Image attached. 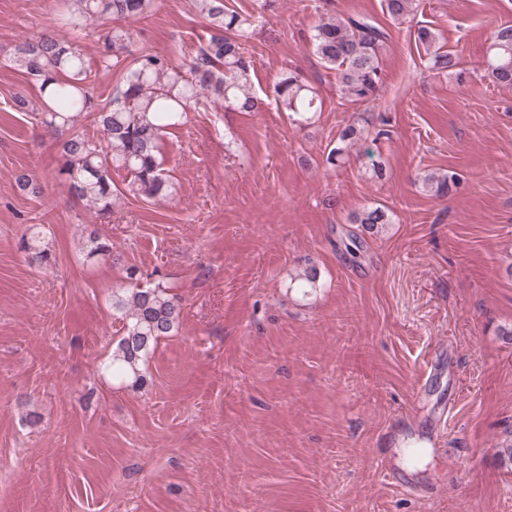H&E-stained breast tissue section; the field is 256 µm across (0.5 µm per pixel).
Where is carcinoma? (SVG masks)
I'll use <instances>...</instances> for the list:
<instances>
[{"label": "carcinoma", "instance_id": "cac0c4a2", "mask_svg": "<svg viewBox=\"0 0 512 512\" xmlns=\"http://www.w3.org/2000/svg\"><path fill=\"white\" fill-rule=\"evenodd\" d=\"M70 9L68 25L80 22L112 23L104 35L98 66L104 71H121V82L112 98L99 101L91 87V71L81 50L54 30H43L14 49L13 62L39 83L43 96L41 124L62 138V163L58 174L69 181L73 195L97 215H106L120 201L112 171L130 175L128 191L148 201H166L178 194L173 177L163 167L160 142L164 133L184 124L191 106L206 99L236 112H258V98L250 78L251 63L243 39L257 17L230 8L226 0H195V7L207 20L208 36L200 42L187 63L144 51L131 50L133 33L126 22L145 12L151 0H66ZM419 0H385L389 16L404 23L413 18ZM388 40L386 31L365 18L324 13L312 37L314 54L336 71L341 98L364 104L376 98L381 83V56ZM432 29L420 26L416 42L427 56V68L435 73H453L459 66L455 55L437 45ZM484 66L492 81L512 88V24H502L491 34ZM275 102L280 111L299 127L311 124L321 111L316 88L290 73L275 86ZM92 117L101 137L91 139L79 132L81 122ZM370 134L366 118L345 126L326 162L334 166ZM422 184L437 197H446L456 177L429 173ZM377 234L390 223L381 206H368L352 217ZM20 249L43 264L54 261L52 253L33 227L20 239ZM87 258L107 262L112 244L96 230L87 232ZM129 286L112 293V317L121 324L122 336L112 350L108 369L131 387L146 381L142 365L158 341L177 330L181 299L170 287L158 282L143 285L128 273ZM299 288H318L319 273L306 267L296 275Z\"/></svg>", "mask_w": 512, "mask_h": 512}]
</instances>
